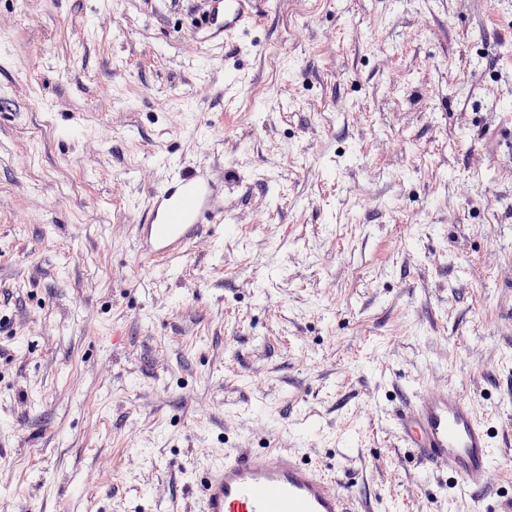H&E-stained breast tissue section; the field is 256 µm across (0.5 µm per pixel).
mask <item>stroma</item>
I'll return each instance as SVG.
<instances>
[{
	"label": "stroma",
	"instance_id": "stroma-1",
	"mask_svg": "<svg viewBox=\"0 0 512 512\" xmlns=\"http://www.w3.org/2000/svg\"><path fill=\"white\" fill-rule=\"evenodd\" d=\"M0 0V512H201L285 448L372 512H467L393 428L512 424V0ZM224 212L154 261L184 168ZM209 9L205 18V25L214 29L216 34H223L224 38H230L253 15L247 9L249 2L255 0H206Z\"/></svg>",
	"mask_w": 512,
	"mask_h": 512
}]
</instances>
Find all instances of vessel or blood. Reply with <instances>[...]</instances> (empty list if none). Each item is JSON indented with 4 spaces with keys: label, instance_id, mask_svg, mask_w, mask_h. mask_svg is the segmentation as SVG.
Segmentation results:
<instances>
[{
    "label": "vessel or blood",
    "instance_id": "1",
    "mask_svg": "<svg viewBox=\"0 0 512 512\" xmlns=\"http://www.w3.org/2000/svg\"><path fill=\"white\" fill-rule=\"evenodd\" d=\"M250 0H208L206 26L232 37L252 17ZM218 190L203 173L183 170L157 193L142 227L151 255L178 254L215 210ZM396 434L418 464L445 466L447 485L471 492L469 512H484L479 496L492 479L498 446L489 420L477 416L459 390L422 387L396 411ZM202 512H364L338 489L335 474L288 450H232L199 480Z\"/></svg>",
    "mask_w": 512,
    "mask_h": 512
}]
</instances>
